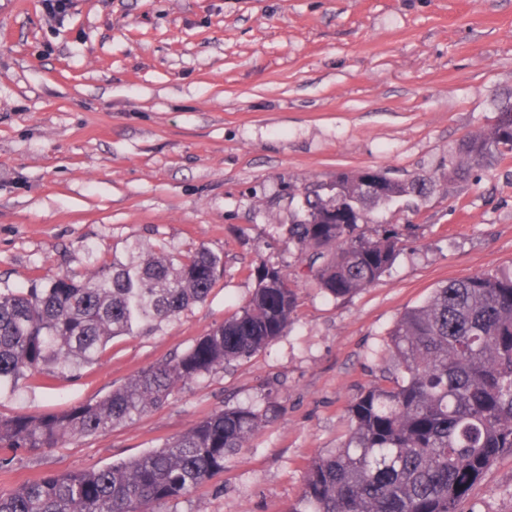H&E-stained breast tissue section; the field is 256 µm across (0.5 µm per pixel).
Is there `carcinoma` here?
<instances>
[{
	"label": "carcinoma",
	"instance_id": "carcinoma-1",
	"mask_svg": "<svg viewBox=\"0 0 512 512\" xmlns=\"http://www.w3.org/2000/svg\"><path fill=\"white\" fill-rule=\"evenodd\" d=\"M512 158V112L461 140L448 184ZM426 179L339 173L288 225L318 288L346 299L394 263L401 234L366 233L380 206L423 197ZM223 270L201 248L178 261L153 257L101 266L77 280L61 274L41 288L0 292V389L50 366L98 360L112 338L151 329L204 301ZM297 289L263 265L250 298L185 351L140 372L95 402L53 414L0 417V468L14 456L92 436L167 403L175 388L266 350L290 326ZM392 367L349 404L350 429L335 452L307 465L288 512H463L491 466L512 455V275L473 274L435 289L404 311L385 343ZM272 409L225 407L139 456L98 469L47 474L8 494L0 512H150L185 498L224 471Z\"/></svg>",
	"mask_w": 512,
	"mask_h": 512
}]
</instances>
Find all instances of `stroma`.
Wrapping results in <instances>:
<instances>
[{
  "instance_id": "1",
  "label": "stroma",
  "mask_w": 512,
  "mask_h": 512,
  "mask_svg": "<svg viewBox=\"0 0 512 512\" xmlns=\"http://www.w3.org/2000/svg\"><path fill=\"white\" fill-rule=\"evenodd\" d=\"M512 99V0H0V292L206 248L209 296L93 364L0 391V416L96 401L182 352L279 267L298 303L270 348L168 403L0 471V492L161 446L223 408L274 405L224 471L156 512H287L308 462L340 447L347 407L388 360L396 319L440 285L512 272V159L443 181L448 155ZM435 180L374 211L393 266L347 299L312 285L289 224L337 172ZM466 512H512V455Z\"/></svg>"
}]
</instances>
